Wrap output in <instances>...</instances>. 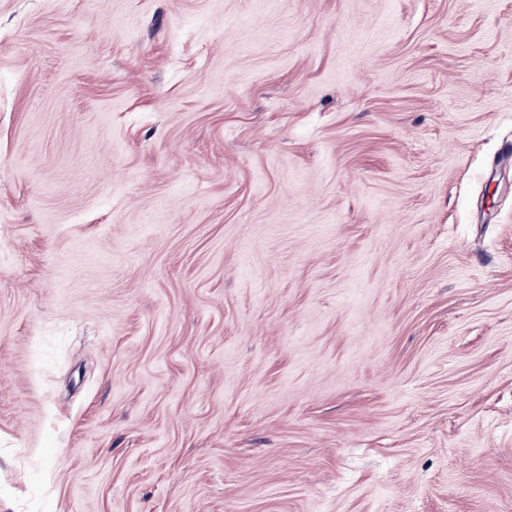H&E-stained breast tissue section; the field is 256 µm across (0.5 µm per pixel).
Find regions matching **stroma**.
<instances>
[{
	"label": "stroma",
	"instance_id": "1",
	"mask_svg": "<svg viewBox=\"0 0 512 512\" xmlns=\"http://www.w3.org/2000/svg\"><path fill=\"white\" fill-rule=\"evenodd\" d=\"M512 0H0V512H512Z\"/></svg>",
	"mask_w": 512,
	"mask_h": 512
}]
</instances>
